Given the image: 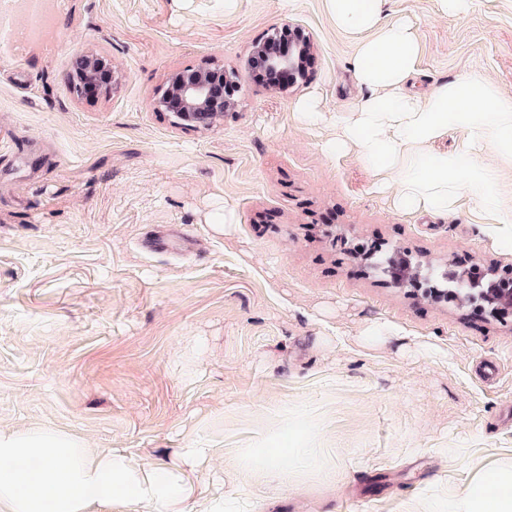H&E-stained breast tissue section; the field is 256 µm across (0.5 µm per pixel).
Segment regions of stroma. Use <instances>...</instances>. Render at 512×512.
Returning a JSON list of instances; mask_svg holds the SVG:
<instances>
[{
  "instance_id": "1",
  "label": "stroma",
  "mask_w": 512,
  "mask_h": 512,
  "mask_svg": "<svg viewBox=\"0 0 512 512\" xmlns=\"http://www.w3.org/2000/svg\"><path fill=\"white\" fill-rule=\"evenodd\" d=\"M51 15L48 40L0 52V429L169 465L208 445L186 512L223 496L224 457L288 429L336 486L254 482L272 512H405L426 481L461 489L512 456V310L394 284L350 246L440 270L512 267V249L470 201L400 212L299 118L304 98L331 117L360 95L355 41L324 0H68ZM389 17L421 43L411 90L481 74L512 95V0L448 16L389 0ZM287 26L312 66L285 90L254 82L253 44ZM85 51L114 72L86 99L71 90ZM211 62L237 74L234 111L191 128L155 110L172 73ZM161 230L174 252L143 248ZM374 323L391 334L365 342Z\"/></svg>"
}]
</instances>
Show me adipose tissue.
I'll use <instances>...</instances> for the list:
<instances>
[{
  "label": "adipose tissue",
  "mask_w": 512,
  "mask_h": 512,
  "mask_svg": "<svg viewBox=\"0 0 512 512\" xmlns=\"http://www.w3.org/2000/svg\"><path fill=\"white\" fill-rule=\"evenodd\" d=\"M387 2L325 0L336 28L356 42L351 67L364 91L334 116L327 148L354 153L402 212L448 215L471 198L487 223L501 225L497 241L512 247V200L500 182L502 166H512V96L479 74L441 82L423 96L409 93L421 46L410 23L386 20ZM455 133L463 137L456 151L436 150ZM212 454L207 445L190 443L181 451L185 467L173 468L116 449L97 451L58 430H0V512H92L109 503L122 512L147 505L179 512L198 489L188 464ZM319 457V448L298 432L235 449L224 460L231 488L204 512H243L251 499L247 478L291 488L318 469ZM415 512H512V456L494 459L460 490L427 483Z\"/></svg>",
  "instance_id": "adipose-tissue-1"
}]
</instances>
